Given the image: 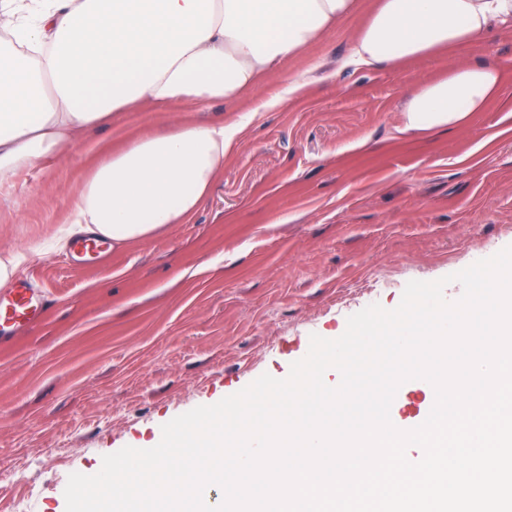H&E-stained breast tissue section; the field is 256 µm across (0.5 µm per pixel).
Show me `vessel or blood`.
Instances as JSON below:
<instances>
[{
  "mask_svg": "<svg viewBox=\"0 0 512 512\" xmlns=\"http://www.w3.org/2000/svg\"><path fill=\"white\" fill-rule=\"evenodd\" d=\"M73 251L80 264H98L108 255L94 239L74 243ZM52 301L35 279L16 281L0 289V348L10 346L18 333L46 319Z\"/></svg>",
  "mask_w": 512,
  "mask_h": 512,
  "instance_id": "b4317fda",
  "label": "vessel or blood"
}]
</instances>
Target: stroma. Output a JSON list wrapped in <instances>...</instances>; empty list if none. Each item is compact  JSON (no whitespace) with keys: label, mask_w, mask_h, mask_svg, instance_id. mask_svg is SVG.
Returning a JSON list of instances; mask_svg holds the SVG:
<instances>
[{"label":"stroma","mask_w":512,"mask_h":512,"mask_svg":"<svg viewBox=\"0 0 512 512\" xmlns=\"http://www.w3.org/2000/svg\"><path fill=\"white\" fill-rule=\"evenodd\" d=\"M378 0L288 60L282 73L206 116H256L190 221L75 267L57 240L72 187L98 153L192 112L125 113L62 155L0 181V258L37 272L58 303L0 350V512L33 495L66 512L70 474L157 445L161 428L264 374L286 378L311 335L391 310L412 280L433 281L512 246V23L469 45L375 68L347 65ZM493 62L500 96L442 134L398 131L419 87L456 62ZM311 75L272 110L284 76Z\"/></svg>","instance_id":"stroma-1"}]
</instances>
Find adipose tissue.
Instances as JSON below:
<instances>
[{
  "label": "adipose tissue",
  "instance_id": "ef3b65f1",
  "mask_svg": "<svg viewBox=\"0 0 512 512\" xmlns=\"http://www.w3.org/2000/svg\"><path fill=\"white\" fill-rule=\"evenodd\" d=\"M353 0H0V178L41 165L82 132L136 108L233 101L353 12ZM512 21V0H381L349 65L373 67ZM501 72L460 63L424 83L400 132L445 131L497 98ZM250 115L184 121L97 156L72 189L71 236L142 242L187 223Z\"/></svg>",
  "mask_w": 512,
  "mask_h": 512
}]
</instances>
